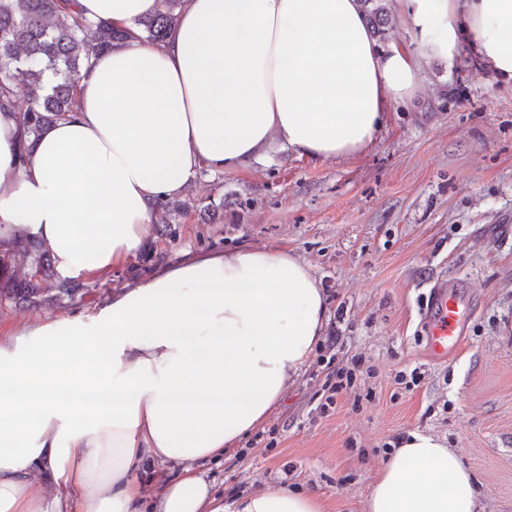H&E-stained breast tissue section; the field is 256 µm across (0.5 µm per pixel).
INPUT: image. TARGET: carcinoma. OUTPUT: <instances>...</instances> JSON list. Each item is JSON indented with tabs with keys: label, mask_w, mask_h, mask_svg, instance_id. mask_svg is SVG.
I'll use <instances>...</instances> for the list:
<instances>
[{
	"label": "carcinoma",
	"mask_w": 512,
	"mask_h": 512,
	"mask_svg": "<svg viewBox=\"0 0 512 512\" xmlns=\"http://www.w3.org/2000/svg\"><path fill=\"white\" fill-rule=\"evenodd\" d=\"M185 0H160L159 10L136 26L146 42L161 46ZM376 41L386 39L385 0H361ZM109 22L93 23L75 10L73 0H0V111L17 110V89L27 86L29 106L18 113L23 132L42 129L77 111L80 70L97 54L132 37ZM82 286L57 279L49 248L28 235L14 237L0 251V305L31 304L44 293L73 297Z\"/></svg>",
	"instance_id": "cac0c4a2"
}]
</instances>
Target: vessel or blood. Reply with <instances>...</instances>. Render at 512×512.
<instances>
[{
  "instance_id": "obj_1",
  "label": "vessel or blood",
  "mask_w": 512,
  "mask_h": 512,
  "mask_svg": "<svg viewBox=\"0 0 512 512\" xmlns=\"http://www.w3.org/2000/svg\"><path fill=\"white\" fill-rule=\"evenodd\" d=\"M474 309L475 302L464 292L462 282H440L430 288L421 313L429 360H448L460 349Z\"/></svg>"
}]
</instances>
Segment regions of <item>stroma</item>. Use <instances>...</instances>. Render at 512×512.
Instances as JSON below:
<instances>
[{
  "instance_id": "obj_1",
  "label": "stroma",
  "mask_w": 512,
  "mask_h": 512,
  "mask_svg": "<svg viewBox=\"0 0 512 512\" xmlns=\"http://www.w3.org/2000/svg\"><path fill=\"white\" fill-rule=\"evenodd\" d=\"M180 198L221 207L204 224L153 233L152 261L129 258L84 279L75 298L0 309V340L44 317H96L113 294L159 267L239 247L293 251L325 293V333L260 425L261 444L207 462L224 500L287 484L324 512H366L388 445L411 431L440 438L474 477L480 512H512V84L468 45L430 59L420 91L389 104L372 143L351 158L316 159L273 142L240 168L201 170ZM460 278L479 301L460 352L425 355L419 308L437 281ZM356 366L329 397L331 365ZM418 374V385L399 375Z\"/></svg>"
}]
</instances>
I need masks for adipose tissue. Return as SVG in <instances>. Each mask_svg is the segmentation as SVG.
I'll return each mask as SVG.
<instances>
[{
    "label": "adipose tissue",
    "instance_id": "ef3b65f1",
    "mask_svg": "<svg viewBox=\"0 0 512 512\" xmlns=\"http://www.w3.org/2000/svg\"><path fill=\"white\" fill-rule=\"evenodd\" d=\"M160 0H77L127 27ZM420 38L377 48L360 0H185L163 46L134 37L94 56L76 112L20 154L0 112V249L46 243L59 279L105 275L152 232L150 203L201 168L231 171L278 141L315 158L363 152L387 103L413 95L427 59L469 43L512 81V0H389ZM324 294L294 252H202L115 294L98 317H46L0 342V512H133L144 461L180 473L156 512H323L274 485L224 503L198 464L262 424L319 344ZM59 489L47 496L31 471ZM473 478L436 437L409 432L367 512H477Z\"/></svg>",
    "mask_w": 512,
    "mask_h": 512
}]
</instances>
